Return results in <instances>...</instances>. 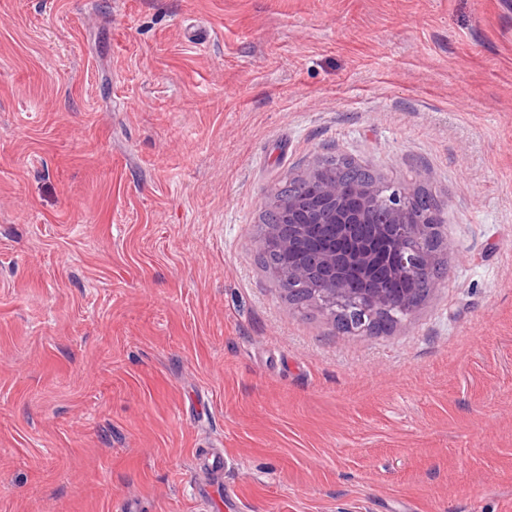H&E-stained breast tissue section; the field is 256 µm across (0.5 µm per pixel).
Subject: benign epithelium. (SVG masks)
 <instances>
[{
	"mask_svg": "<svg viewBox=\"0 0 512 512\" xmlns=\"http://www.w3.org/2000/svg\"><path fill=\"white\" fill-rule=\"evenodd\" d=\"M306 180L313 188L312 205L285 198L275 201V205L288 211V223L297 225L299 235L313 244L319 275L310 286L331 308H336V302L348 293L352 276L366 284L361 292L365 314L372 313L373 305L382 297L401 300L378 279L380 258L375 245L353 234L355 225L364 222L366 212L381 205L389 208L391 219L375 229L374 241L393 242V270L419 278L430 272L434 257L423 247V226L414 223L407 210V192L383 182H327L320 179L317 170ZM268 248L279 250L283 256L281 265L270 269V273L280 283L289 280L296 272V264L288 261V245L276 238L272 224L259 239L260 251Z\"/></svg>",
	"mask_w": 512,
	"mask_h": 512,
	"instance_id": "benign-epithelium-1",
	"label": "benign epithelium"
}]
</instances>
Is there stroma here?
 <instances>
[{
  "mask_svg": "<svg viewBox=\"0 0 512 512\" xmlns=\"http://www.w3.org/2000/svg\"><path fill=\"white\" fill-rule=\"evenodd\" d=\"M343 155L442 204L389 332L258 261ZM512 512V0H0V512ZM302 261L305 262L304 268L298 276H295L291 279L294 284H291L290 288H285V290L288 292V299L296 305L315 302L316 304H319L321 308L326 309V305L321 300L316 299L310 289L294 288L295 286L299 285V281L306 280L313 275L314 263L312 262V257L304 255Z\"/></svg>",
  "mask_w": 512,
  "mask_h": 512,
  "instance_id": "stroma-1",
  "label": "stroma"
}]
</instances>
